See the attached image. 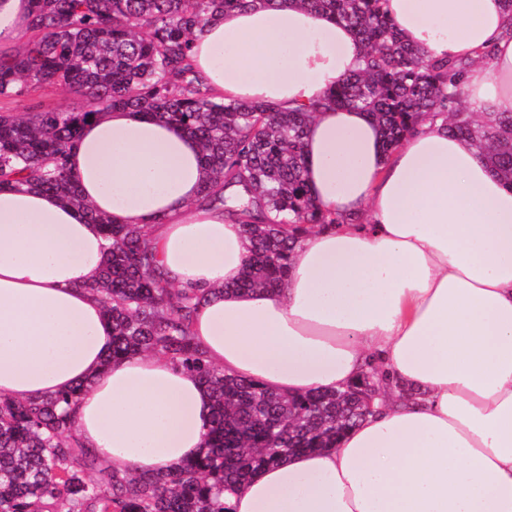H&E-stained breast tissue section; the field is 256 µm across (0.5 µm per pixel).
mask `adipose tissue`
Returning a JSON list of instances; mask_svg holds the SVG:
<instances>
[{"label":"adipose tissue","mask_w":512,"mask_h":512,"mask_svg":"<svg viewBox=\"0 0 512 512\" xmlns=\"http://www.w3.org/2000/svg\"><path fill=\"white\" fill-rule=\"evenodd\" d=\"M428 58L465 61L470 112L512 110L504 0H384ZM490 60L474 64L478 52ZM218 96L293 111L359 67L352 31L281 0L225 13L193 41ZM84 199L147 230L157 273L211 295L191 333L225 373L292 396L390 379L334 447L292 455L227 495L229 512H512V188L442 121L393 150L349 108L318 112L304 174L323 209L361 224L305 233L278 290H234L249 253L236 219L201 204L198 141L127 110L88 122L67 159ZM99 225L56 195L0 190V396L45 398L90 381L75 433L102 463L171 472L206 443L212 400L157 355L107 361L112 324L85 285Z\"/></svg>","instance_id":"adipose-tissue-1"}]
</instances>
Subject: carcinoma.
I'll use <instances>...</instances> for the list:
<instances>
[{
  "label": "carcinoma",
  "mask_w": 512,
  "mask_h": 512,
  "mask_svg": "<svg viewBox=\"0 0 512 512\" xmlns=\"http://www.w3.org/2000/svg\"><path fill=\"white\" fill-rule=\"evenodd\" d=\"M297 2L349 27L361 49L359 69L307 110L217 98L195 75L192 40L210 20L278 0H31L23 48L0 52V100L57 85L82 100L78 109L0 113V189L24 184L52 192L103 226L108 247L87 288L112 321L107 360L159 354L197 375L214 398L206 448L196 460L172 473L136 475L81 448L72 406L89 382L26 402L0 397V512H227L225 492L290 455L333 446L370 412L347 389L285 396L207 361L190 331L206 293L165 283L144 231L97 215L69 179L66 158L87 122L125 109L200 140L209 175L203 200L237 217L250 246L239 291L283 287L305 227L362 223L359 215L321 209L308 193L304 134L323 108L367 113L387 150L419 119L444 118L512 187V112L477 119L462 110L459 76L468 63L426 58L403 39L383 0ZM232 186L248 195L240 210L227 207Z\"/></svg>",
  "instance_id": "1"
}]
</instances>
